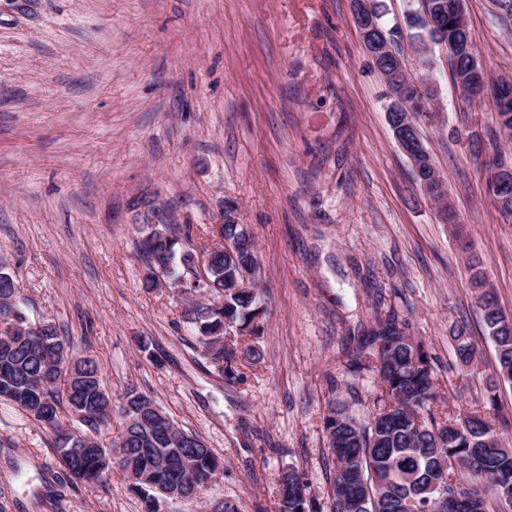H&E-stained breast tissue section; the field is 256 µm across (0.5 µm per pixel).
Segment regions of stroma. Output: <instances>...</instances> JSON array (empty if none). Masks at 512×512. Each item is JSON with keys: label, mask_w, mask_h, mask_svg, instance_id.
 <instances>
[{"label": "stroma", "mask_w": 512, "mask_h": 512, "mask_svg": "<svg viewBox=\"0 0 512 512\" xmlns=\"http://www.w3.org/2000/svg\"><path fill=\"white\" fill-rule=\"evenodd\" d=\"M488 80L512 78V21L464 0ZM410 0H382L410 72L442 118L421 134L468 228L462 252L438 223L387 122L389 99L351 0H0V262L31 321H51L100 366L114 405L152 397L224 460L195 503L159 512H277L280 473L330 512L325 423L338 401L371 404L376 370L349 353L394 314L434 358L443 414L476 411L512 447V385L497 364L468 261L512 316V222L480 157L454 129L487 136L494 100L463 101L443 46L421 67ZM254 237L263 336L228 384L182 320L173 292L145 291L144 224H188L217 245L225 209ZM465 326L472 363L456 355ZM0 512H142L120 467L69 479L54 437L0 403Z\"/></svg>", "instance_id": "stroma-1"}]
</instances>
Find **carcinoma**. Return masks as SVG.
<instances>
[{"mask_svg":"<svg viewBox=\"0 0 512 512\" xmlns=\"http://www.w3.org/2000/svg\"><path fill=\"white\" fill-rule=\"evenodd\" d=\"M420 10L411 16L412 25L425 28L427 17L440 22L442 34L437 43L448 51L451 78L457 88L486 82L481 65L475 63L477 47L473 35H464L455 17L453 0H418ZM379 32L377 38L388 45L391 54H400L401 33L387 28L381 21L379 5L373 6ZM424 82L405 72L385 82L389 106L404 88ZM495 101V128L512 134V86L492 85ZM224 237L233 248L214 252L206 259L209 282L199 278L200 256L180 242H161L153 238L139 240L140 255L145 263L144 286L155 288L157 277L181 281L186 287L210 290L221 303L216 308L208 303L195 310L185 309L184 321L196 330L200 339L224 334V319L233 321L241 335L252 338L244 351H231L223 359H215L218 373L228 382L239 378L240 361L255 362L260 333L262 306L258 289L244 288L246 279H255L257 258L255 242L249 228L241 224L224 225ZM0 299L13 312L11 323L0 322V401L23 408L30 416L54 433L56 449L68 476L79 482L105 480L110 464L92 445L82 458L72 457L63 422L50 420L60 414L70 418L73 430L97 440L102 430L112 424V398L107 391L98 364L78 357L71 374L43 379L45 364L41 354L42 340L66 347L58 328L49 322L37 330L29 321L19 301V289L13 274L0 270ZM493 310L483 311L488 337L496 350L497 369L489 391L500 383L512 384V318L491 299ZM405 322L391 314L376 321L350 356L353 376L381 361L380 388L373 408L356 412L347 403L330 409L326 420V439L334 463L331 512H438L436 502L455 495L468 496L487 505L488 498L512 508V486L498 478L512 477V448H506L493 425L475 413L437 416L434 412L439 397V382L432 357L419 340L409 343ZM457 354L468 363L475 355L474 345L457 330ZM148 396L130 392L120 408L124 448V469L133 470L136 478L130 489L140 498L144 512H158L160 488L172 486L190 501L210 483L220 457L196 439V447L187 448V439L167 434L166 424L173 420L157 409L152 420L128 424L135 404ZM465 424L469 438L458 435L453 425ZM191 452L192 475H187L181 455ZM165 457L169 470L161 474L153 468V460ZM298 474L288 473L286 485L279 486L278 512H309L307 488L297 483Z\"/></svg>","mask_w":512,"mask_h":512,"instance_id":"cac0c4a2","label":"carcinoma"}]
</instances>
